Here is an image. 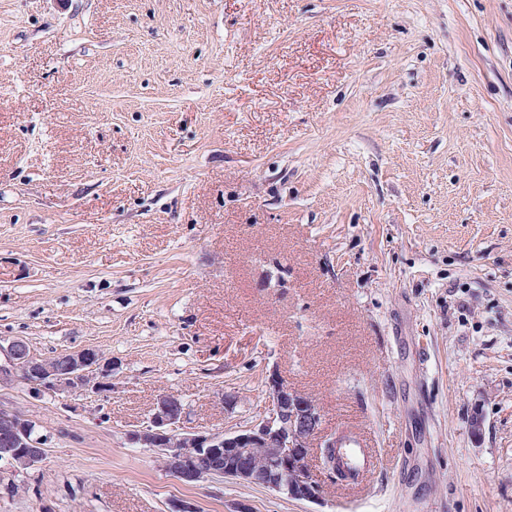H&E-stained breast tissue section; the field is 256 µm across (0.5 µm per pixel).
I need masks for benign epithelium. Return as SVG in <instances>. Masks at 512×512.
Here are the masks:
<instances>
[{
	"instance_id": "benign-epithelium-1",
	"label": "benign epithelium",
	"mask_w": 512,
	"mask_h": 512,
	"mask_svg": "<svg viewBox=\"0 0 512 512\" xmlns=\"http://www.w3.org/2000/svg\"><path fill=\"white\" fill-rule=\"evenodd\" d=\"M111 376L112 360L94 347L41 357L21 337L0 338V385L22 380L37 393H97L106 390ZM33 424L27 415L0 407V459L16 473L35 470L45 459L49 438L31 437ZM321 425L316 403L273 373L265 413L252 426L230 432L197 430L187 426L182 401L162 394L148 424L130 431L127 438L150 449L182 482L228 479L312 501L319 485L310 451L315 444L331 448L335 440Z\"/></svg>"
}]
</instances>
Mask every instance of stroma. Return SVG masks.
Returning a JSON list of instances; mask_svg holds the SVG:
<instances>
[{"instance_id":"1","label":"stroma","mask_w":512,"mask_h":512,"mask_svg":"<svg viewBox=\"0 0 512 512\" xmlns=\"http://www.w3.org/2000/svg\"><path fill=\"white\" fill-rule=\"evenodd\" d=\"M1 336L114 371L0 386L50 436L0 512H512V0H0ZM273 372L366 488L127 440L163 393L250 425Z\"/></svg>"}]
</instances>
